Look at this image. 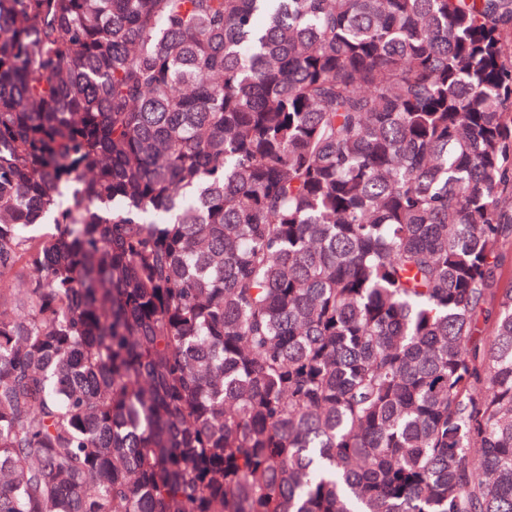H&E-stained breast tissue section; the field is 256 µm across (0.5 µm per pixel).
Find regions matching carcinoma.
Listing matches in <instances>:
<instances>
[{"instance_id":"carcinoma-1","label":"carcinoma","mask_w":512,"mask_h":512,"mask_svg":"<svg viewBox=\"0 0 512 512\" xmlns=\"http://www.w3.org/2000/svg\"><path fill=\"white\" fill-rule=\"evenodd\" d=\"M512 0H0V512H512Z\"/></svg>"}]
</instances>
